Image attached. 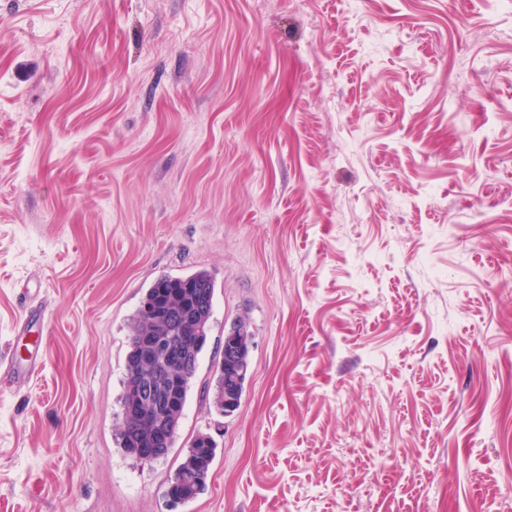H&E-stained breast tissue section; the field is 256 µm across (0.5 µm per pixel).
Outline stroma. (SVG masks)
<instances>
[{"instance_id": "stroma-1", "label": "stroma", "mask_w": 512, "mask_h": 512, "mask_svg": "<svg viewBox=\"0 0 512 512\" xmlns=\"http://www.w3.org/2000/svg\"><path fill=\"white\" fill-rule=\"evenodd\" d=\"M204 268L253 336L177 454L113 442L126 323ZM40 292L27 290L30 280ZM41 312L43 324L20 329ZM0 512L512 502V0H0ZM217 448L207 431H197L192 437L168 486L175 503H188L205 491Z\"/></svg>"}]
</instances>
